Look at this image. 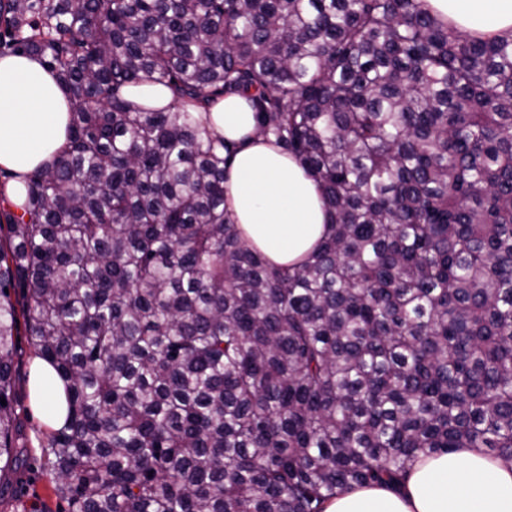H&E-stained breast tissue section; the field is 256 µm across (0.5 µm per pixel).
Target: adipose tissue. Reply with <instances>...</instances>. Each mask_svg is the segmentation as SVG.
Returning <instances> with one entry per match:
<instances>
[{
  "mask_svg": "<svg viewBox=\"0 0 512 512\" xmlns=\"http://www.w3.org/2000/svg\"><path fill=\"white\" fill-rule=\"evenodd\" d=\"M432 13L471 33L512 34V0H427ZM69 94L36 57H0V168L11 172L7 194L26 198V178L52 163L69 138ZM210 126L231 149L226 208L245 239L270 261H301L329 222L318 183L295 157L256 129L245 98L220 100ZM32 403L50 427L63 424L66 395L53 367L35 358ZM324 512H512V465L479 448L421 458L399 487L363 488L327 503Z\"/></svg>",
  "mask_w": 512,
  "mask_h": 512,
  "instance_id": "1",
  "label": "adipose tissue"
}]
</instances>
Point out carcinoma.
Returning <instances> with one entry per match:
<instances>
[{
  "label": "carcinoma",
  "instance_id": "1",
  "mask_svg": "<svg viewBox=\"0 0 512 512\" xmlns=\"http://www.w3.org/2000/svg\"><path fill=\"white\" fill-rule=\"evenodd\" d=\"M425 2L0 0L70 94L0 226V474L20 316L67 394L68 512H324L421 455L512 464V37ZM144 80L173 104L122 96ZM230 94L321 185L301 264L226 216L197 114Z\"/></svg>",
  "mask_w": 512,
  "mask_h": 512
}]
</instances>
